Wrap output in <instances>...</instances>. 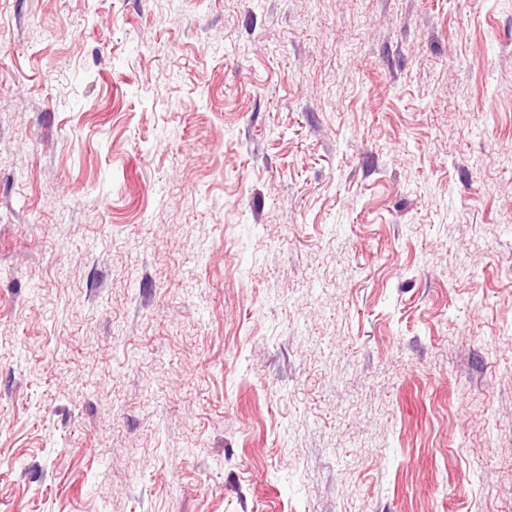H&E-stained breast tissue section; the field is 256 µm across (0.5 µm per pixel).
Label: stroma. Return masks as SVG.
I'll list each match as a JSON object with an SVG mask.
<instances>
[{
    "label": "stroma",
    "mask_w": 512,
    "mask_h": 512,
    "mask_svg": "<svg viewBox=\"0 0 512 512\" xmlns=\"http://www.w3.org/2000/svg\"><path fill=\"white\" fill-rule=\"evenodd\" d=\"M0 512H512V0H0Z\"/></svg>",
    "instance_id": "1"
}]
</instances>
